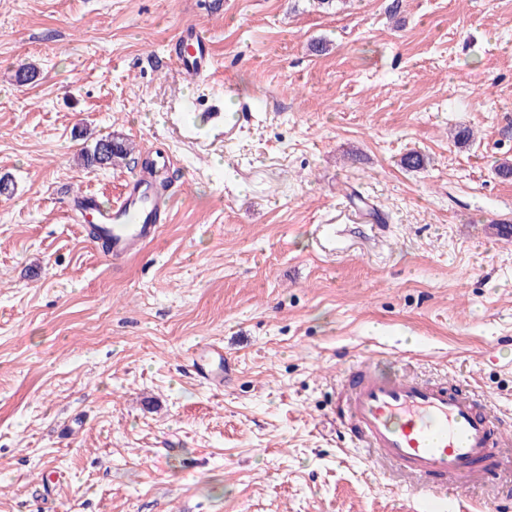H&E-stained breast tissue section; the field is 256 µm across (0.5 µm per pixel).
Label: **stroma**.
Listing matches in <instances>:
<instances>
[{
    "mask_svg": "<svg viewBox=\"0 0 512 512\" xmlns=\"http://www.w3.org/2000/svg\"><path fill=\"white\" fill-rule=\"evenodd\" d=\"M109 134L127 164L78 163ZM155 151L170 221L112 263L70 197L118 201ZM504 162L512 0H0V512H422L343 439L341 376L451 379L512 423ZM180 41V64L189 77H198L208 71L207 65V38L196 28H189L182 32ZM194 362L198 370L213 383L217 390H220L224 374L231 370L229 365L226 367L224 365V349L216 345H208L200 350Z\"/></svg>",
    "mask_w": 512,
    "mask_h": 512,
    "instance_id": "stroma-1",
    "label": "stroma"
}]
</instances>
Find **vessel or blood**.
<instances>
[{
	"label": "vessel or blood",
	"mask_w": 512,
	"mask_h": 512,
	"mask_svg": "<svg viewBox=\"0 0 512 512\" xmlns=\"http://www.w3.org/2000/svg\"><path fill=\"white\" fill-rule=\"evenodd\" d=\"M207 38L197 29L183 31L180 64L187 76L207 72ZM155 169L132 178L119 203L101 207L94 196L74 198L76 210L90 215L99 234L111 241L113 261L121 262L154 241L169 212L158 197ZM194 362L214 386L225 374L224 350L206 346ZM346 417L356 440L418 480L428 512L446 504L449 487L485 480L512 465L503 452L507 429L487 398L456 383L430 382L411 375L390 378L372 369L345 380Z\"/></svg>",
	"instance_id": "obj_1"
}]
</instances>
